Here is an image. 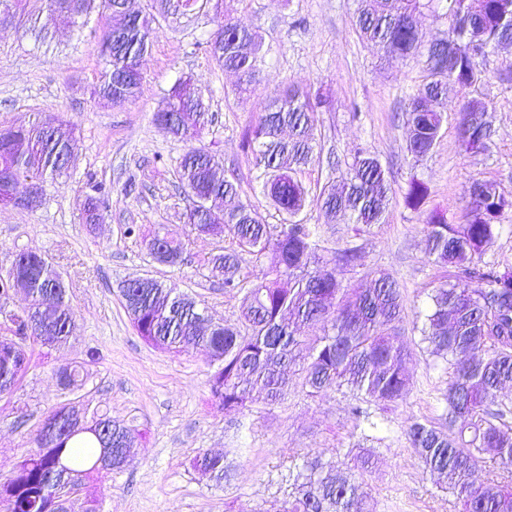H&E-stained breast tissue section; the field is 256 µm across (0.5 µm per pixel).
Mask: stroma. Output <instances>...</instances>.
<instances>
[{
    "instance_id": "stroma-1",
    "label": "stroma",
    "mask_w": 512,
    "mask_h": 512,
    "mask_svg": "<svg viewBox=\"0 0 512 512\" xmlns=\"http://www.w3.org/2000/svg\"><path fill=\"white\" fill-rule=\"evenodd\" d=\"M356 7V0H224L225 12L263 42L261 81L248 99L234 95L233 74L205 51L210 17L161 23L142 65L141 94L116 109L95 93L110 11L96 10L83 23L57 19L40 40L33 25L45 18L44 0H22L0 24V125L56 115L72 123L75 137L71 166L46 183L39 208L0 205V265L22 250L48 256L65 279L77 323L62 348H26L29 366L20 384L0 394V478L35 451L41 420L64 403L55 370L94 350L98 357L88 366L77 408L108 414L146 436L121 471L98 481L102 512H282L288 476L305 455L337 462L365 446L376 452L366 477L376 512H458L445 482L423 471L405 436L411 421L440 424L450 371L423 350L419 317L448 271L428 261L422 218L405 207L402 193L418 178L428 185L431 204L452 218L475 180L497 181L512 193V48L491 50L483 61L484 80L472 88L449 87L440 105L451 114L465 97L486 103L495 130L488 151L466 153L450 123L433 151L414 163L406 151L405 109L426 75V57L381 58L355 31ZM180 81L212 117L191 143L171 138L153 121L163 97ZM289 83L323 87L333 99L313 128L320 161L302 173L306 186L316 193L336 181L355 149L365 147L388 170L395 193L386 223L358 236L348 224L323 228L325 267H333L337 249L350 237L362 247L361 265L340 274L344 287H369L386 272L405 299L400 338L412 352L410 390L403 402L373 410L368 422L351 418L353 398L344 390L311 397L296 387L278 402L258 397L245 412L224 411L211 398L208 353L198 348L174 356L148 345L120 300L124 282L149 276L188 294L213 320L237 319L240 297L203 277L201 268L228 241L191 230V201L177 187L175 166L189 147L205 148L225 172L238 173L242 199L273 213L241 137L257 101ZM93 181L103 185L104 203L100 223L92 226L83 219L82 201ZM132 224L139 235L128 234ZM160 226L182 241L180 265L148 257L146 241ZM229 448L237 451L236 472L218 488L192 460L205 450Z\"/></svg>"
}]
</instances>
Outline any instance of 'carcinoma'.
<instances>
[{
	"label": "carcinoma",
	"mask_w": 512,
	"mask_h": 512,
	"mask_svg": "<svg viewBox=\"0 0 512 512\" xmlns=\"http://www.w3.org/2000/svg\"><path fill=\"white\" fill-rule=\"evenodd\" d=\"M46 19L75 12L83 17L102 7L112 13V29L103 43L106 70L99 100L122 107L141 93L142 62L152 46L154 26L190 13L213 16L216 29L207 53L220 68L236 75L235 96H249L260 80L262 42L257 32L240 26L223 13L221 0H153L154 11L125 15L122 0H45ZM468 0H448L452 24L448 31L425 40L419 25L422 0H358L355 28L365 41L391 58L406 60L426 51L424 82L409 96L406 124L407 154L415 162L436 146L447 123L444 111L424 107L427 98L443 97L448 77L470 88L484 79L480 58L503 39L512 38V0H484L480 16L467 10ZM321 90L289 84L260 103L254 122L243 133L242 148L261 170L263 190L272 201L279 223L271 224L255 205L240 199L234 176L210 152L189 149L175 172L181 189L193 201L187 223L205 235L230 237L234 249L219 248L203 264L207 278L243 295L235 323H211L189 296L154 278L126 282L120 295L139 336L153 347L180 354L202 347L214 370L209 376L213 398L226 411H243L253 392L275 403L295 383L288 364L297 361L302 327L321 325L323 335L308 346L300 368L302 388L309 396L348 388L358 405L355 419L369 420L367 406L389 405L404 399L410 386L407 361L411 352L399 342L404 298L399 283L382 273L371 288L358 292L343 287L340 269L363 258L362 247L351 239L336 251L335 266H320V225L306 224L300 215L316 208L325 224H353L355 234L386 223L393 201L390 179L369 150H355L349 170L339 183L315 196L299 178L316 162L312 125L330 107ZM154 120L181 141L192 140L212 122L200 99L174 86ZM458 141L471 153H481L493 133L489 107L466 99L457 110ZM73 147V127L48 117L21 127H0V189H23L27 181L46 183L65 169ZM429 190L412 179L403 194L404 205L424 214L425 254L437 266L453 270L430 294L423 314L421 341L429 352L449 365L448 388L442 393L444 423L413 421L406 429L409 444L425 471L446 478L461 512H512V483L473 474L491 463L512 478V401L500 399L512 384V271L482 261L498 233L497 220L512 210V194L491 180L476 181L460 207L461 221L448 212L427 208ZM85 223L101 219L100 199L85 196ZM149 257L176 266L182 244L154 230L147 242ZM263 268V279L247 286L243 263ZM23 292L30 306L10 316L11 332L48 349L65 345L74 335L76 320L68 304L61 273L42 253L17 252L0 267V298ZM27 369L21 348L0 345V394L12 392ZM85 367L71 363L56 372L65 395H77L85 383ZM68 405L52 411L60 417L53 436L35 434L36 450L22 459L11 477L0 482V503L12 512H100L99 499L87 491V481L109 474L97 465L104 454L117 458L136 450L142 434L134 428L96 415L87 421L64 414ZM352 465L311 454L290 474L291 492L284 512H374L364 474L373 455L361 448ZM194 468L217 487L231 477L232 464L224 454L200 452Z\"/></svg>",
	"instance_id": "carcinoma-1"
}]
</instances>
